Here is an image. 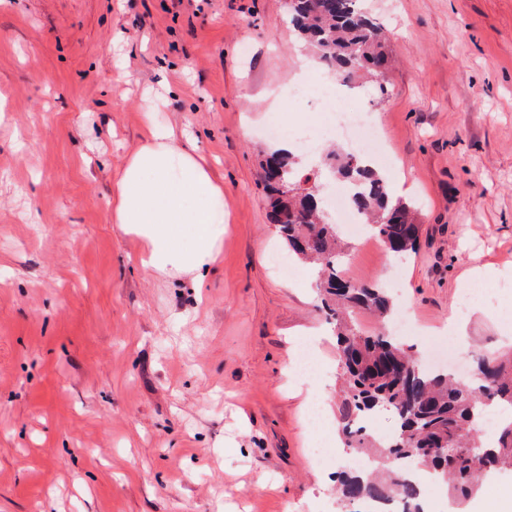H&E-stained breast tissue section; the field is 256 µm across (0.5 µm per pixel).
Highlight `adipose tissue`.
<instances>
[{"instance_id": "obj_1", "label": "adipose tissue", "mask_w": 512, "mask_h": 512, "mask_svg": "<svg viewBox=\"0 0 512 512\" xmlns=\"http://www.w3.org/2000/svg\"><path fill=\"white\" fill-rule=\"evenodd\" d=\"M112 221L140 241L144 270L202 278L224 243V184L184 132L148 122L118 170Z\"/></svg>"}]
</instances>
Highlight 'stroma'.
<instances>
[{
    "mask_svg": "<svg viewBox=\"0 0 512 512\" xmlns=\"http://www.w3.org/2000/svg\"><path fill=\"white\" fill-rule=\"evenodd\" d=\"M394 67L378 117L422 226L416 252L351 241L344 275L387 288L426 347L461 300L464 369L512 348L469 295L474 266L512 273V0H364ZM306 51L283 0H0V512H337L348 456L288 372L306 329L338 409L336 337L315 275H284L259 162L263 107ZM152 118L215 160L228 224L202 280L155 276L112 222L114 177Z\"/></svg>",
    "mask_w": 512,
    "mask_h": 512,
    "instance_id": "1",
    "label": "stroma"
}]
</instances>
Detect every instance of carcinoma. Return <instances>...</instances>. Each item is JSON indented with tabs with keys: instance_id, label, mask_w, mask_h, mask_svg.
<instances>
[{
	"instance_id": "carcinoma-1",
	"label": "carcinoma",
	"mask_w": 512,
	"mask_h": 512,
	"mask_svg": "<svg viewBox=\"0 0 512 512\" xmlns=\"http://www.w3.org/2000/svg\"><path fill=\"white\" fill-rule=\"evenodd\" d=\"M285 9L298 37L341 81L348 83L365 71L384 88L392 65L386 34L361 0H288ZM327 166V173L340 180L365 181L366 188L352 192L349 201L390 252L417 249L422 228L411 208L389 197L383 179L363 165V159L334 152ZM267 169L279 175L278 182L266 184L267 221L291 254L317 265L321 307L336 324L343 380L338 423L346 447L375 461L368 472L351 467L337 473L339 502H391L397 512H423L420 487L408 477L412 470L436 472L461 503L475 494L485 474L512 471V422L492 446L481 426L489 406L512 407V357L482 355L471 378L458 380L425 369L398 337L358 330L357 314L369 312L385 322L395 311L394 300L383 288L340 275L336 264L341 241L336 225L325 221L316 176L301 173L289 153L266 154L262 170ZM379 409L391 411L399 423L387 442L359 426Z\"/></svg>"
}]
</instances>
